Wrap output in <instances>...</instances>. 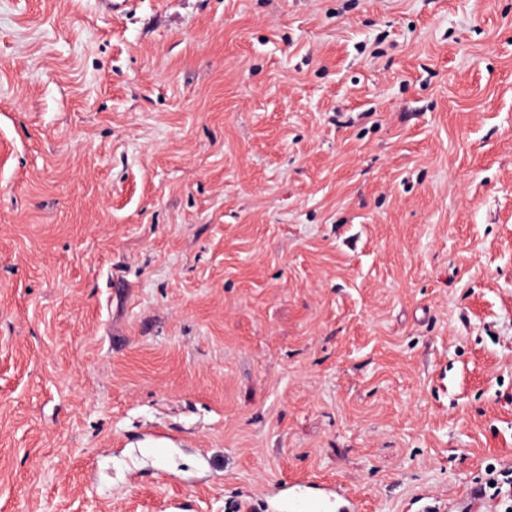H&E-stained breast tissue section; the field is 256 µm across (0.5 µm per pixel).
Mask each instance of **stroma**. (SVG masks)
Here are the masks:
<instances>
[{"instance_id":"obj_1","label":"stroma","mask_w":512,"mask_h":512,"mask_svg":"<svg viewBox=\"0 0 512 512\" xmlns=\"http://www.w3.org/2000/svg\"><path fill=\"white\" fill-rule=\"evenodd\" d=\"M510 464L512 0H0V512Z\"/></svg>"}]
</instances>
